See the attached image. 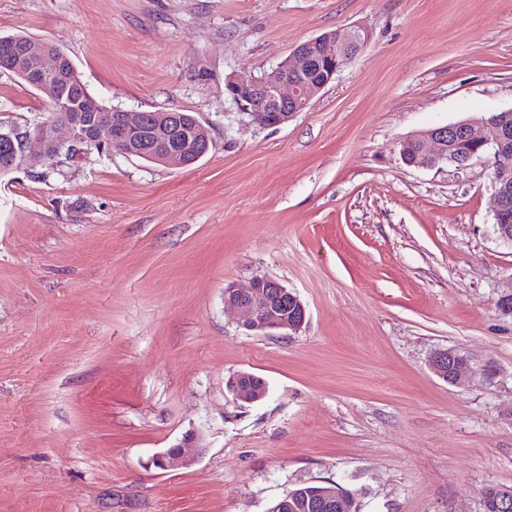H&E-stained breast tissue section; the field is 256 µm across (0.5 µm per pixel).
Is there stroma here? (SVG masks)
Wrapping results in <instances>:
<instances>
[{
	"label": "stroma",
	"instance_id": "35a3bbf8",
	"mask_svg": "<svg viewBox=\"0 0 512 512\" xmlns=\"http://www.w3.org/2000/svg\"><path fill=\"white\" fill-rule=\"evenodd\" d=\"M356 27L367 48L284 125L228 103L229 78ZM7 34L58 45L106 106L193 113L212 145L0 176V512H268L327 482L360 512H485L512 491L491 171L400 156L512 108V0H0ZM49 115L0 70V127ZM260 277L300 297L298 333L239 327L224 291ZM445 349L464 385L431 371ZM240 372L264 400L234 399ZM188 433L193 462L157 468ZM228 390L237 401L255 403L267 396L268 385L262 378L256 377L254 374L240 372L231 378Z\"/></svg>",
	"mask_w": 512,
	"mask_h": 512
}]
</instances>
